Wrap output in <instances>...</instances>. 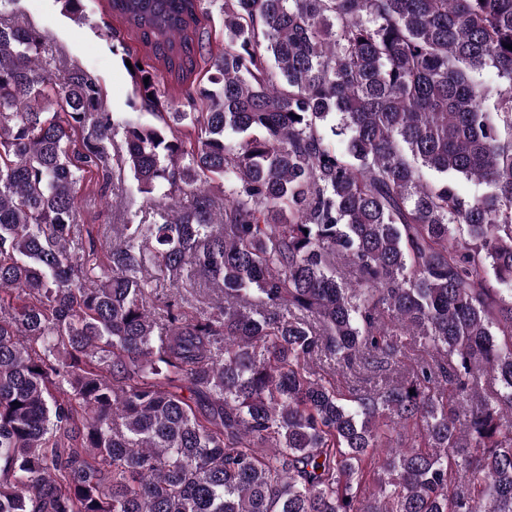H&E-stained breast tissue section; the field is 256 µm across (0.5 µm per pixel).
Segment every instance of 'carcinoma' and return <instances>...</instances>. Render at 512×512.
Segmentation results:
<instances>
[{"mask_svg": "<svg viewBox=\"0 0 512 512\" xmlns=\"http://www.w3.org/2000/svg\"><path fill=\"white\" fill-rule=\"evenodd\" d=\"M109 7L208 84L161 112L138 67L160 124L118 122L0 23V512H512V0ZM93 170L148 199L98 275ZM200 19L201 25L209 33L212 50L218 52L224 49V16L217 8H213L208 15L200 16ZM187 291L188 293L183 290V293L188 295L192 303L190 308L186 307L184 309L188 317L193 316L197 312L196 309H208L207 306H211L214 298L213 288L207 281H204V279L194 284L193 288L187 286ZM189 292L191 295H189Z\"/></svg>", "mask_w": 512, "mask_h": 512, "instance_id": "cac0c4a2", "label": "carcinoma"}]
</instances>
